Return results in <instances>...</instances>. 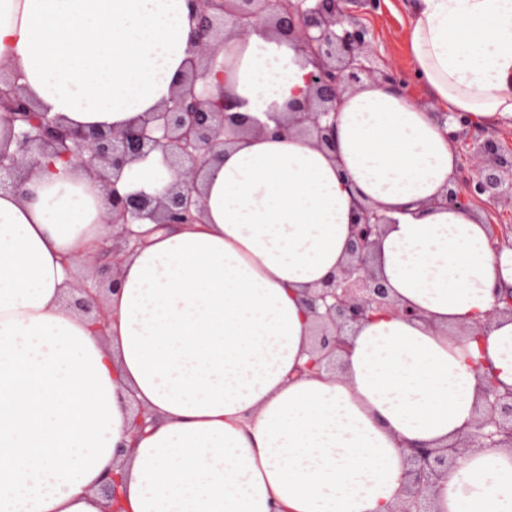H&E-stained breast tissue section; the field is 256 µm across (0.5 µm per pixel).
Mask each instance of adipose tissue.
Masks as SVG:
<instances>
[{
    "mask_svg": "<svg viewBox=\"0 0 512 512\" xmlns=\"http://www.w3.org/2000/svg\"><path fill=\"white\" fill-rule=\"evenodd\" d=\"M192 0H0V74L39 111L120 129L171 97L196 51ZM432 105L512 118V0H417L406 32ZM312 65L260 24L227 34L212 97L265 125L213 158L201 223L133 225L96 332L67 298L111 234L97 179L57 160L0 190V512H398L409 448L478 417L483 365L512 388V291L478 211L441 206L452 142L395 88L345 94L336 151L272 135ZM388 217L372 265L388 313L356 326L336 375L314 356L309 289L347 260L358 204ZM150 423L134 435L132 408ZM433 512H512V446L476 448L429 488Z\"/></svg>",
    "mask_w": 512,
    "mask_h": 512,
    "instance_id": "adipose-tissue-1",
    "label": "adipose tissue"
}]
</instances>
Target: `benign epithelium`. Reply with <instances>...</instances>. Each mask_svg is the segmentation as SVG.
<instances>
[{"instance_id":"obj_1","label":"benign epithelium","mask_w":512,"mask_h":512,"mask_svg":"<svg viewBox=\"0 0 512 512\" xmlns=\"http://www.w3.org/2000/svg\"><path fill=\"white\" fill-rule=\"evenodd\" d=\"M348 0H194L199 31V49L171 99L121 130L66 128L38 111L20 88L12 89L9 109L0 117L8 127L7 142L16 143L12 153L0 148V188L17 187L41 165L43 159L76 161L95 175L112 213V228L150 220L154 224H196L202 207L197 184L209 163V155L257 129L253 118L232 111L225 98L213 99L197 90L198 81L215 68L224 52V30L232 25L244 36L264 20L277 32L298 42L313 70L306 76L309 93L292 107L289 118L277 124L281 134L292 129L315 136L318 146L335 152L336 108L343 96L376 81L370 66L374 52L369 30L346 8ZM440 126L450 124L454 143L467 146L468 172L454 177L438 204L466 210L474 203L494 204L512 199V149L493 136L471 135L472 122L459 112H437ZM160 155L163 171L171 182L151 195L143 191L120 193L117 184L126 166ZM389 220L374 208L361 204L350 226L347 266L314 289L304 304L315 319V344L320 356L306 369H336L339 356L348 349V332L379 312L407 320L421 314L397 304L389 289L371 267L372 252ZM128 246L126 232L112 234L104 255L110 262L100 266L103 275L122 262ZM71 304L89 317L95 328L105 331L109 315L92 309L94 297L86 288ZM512 316V300L494 309L471 328L487 333L492 321ZM482 385V405L473 429L443 448H411L407 454L409 504L400 512H432L426 491L448 466L455 463L459 448L496 447L512 443V389L500 390L488 382V373L475 366ZM120 476L109 473L100 487L112 501L110 512H120Z\"/></svg>"}]
</instances>
